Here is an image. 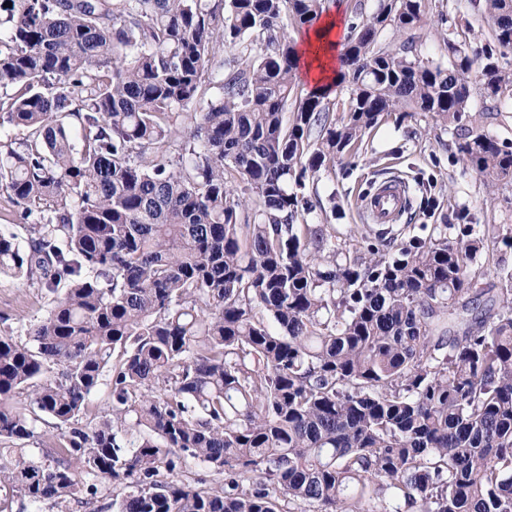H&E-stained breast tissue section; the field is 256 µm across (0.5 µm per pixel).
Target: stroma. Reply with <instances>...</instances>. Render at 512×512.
<instances>
[{
  "label": "stroma",
  "mask_w": 512,
  "mask_h": 512,
  "mask_svg": "<svg viewBox=\"0 0 512 512\" xmlns=\"http://www.w3.org/2000/svg\"><path fill=\"white\" fill-rule=\"evenodd\" d=\"M456 2L468 15L472 30L466 36L470 45L483 43L488 34L484 21V0H428L427 24L420 32L419 50L423 58L444 62L448 52L443 42L445 27L438 24L439 12ZM472 125L489 130L499 140L512 143V105L488 113L480 95L470 102ZM456 129H433L423 117L401 118L385 113L375 130L365 136L363 148L355 158H338L332 170L322 172L307 193L313 208L304 214L307 224H332L338 242L366 230L355 202L379 179L398 175L411 193V204L402 221L406 224H451L460 209H467L473 224L512 226V185L488 192L482 180L456 156ZM53 296L27 280L0 276V336L17 342L28 340L31 324L42 320Z\"/></svg>",
  "instance_id": "obj_1"
}]
</instances>
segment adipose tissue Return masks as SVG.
<instances>
[{
    "mask_svg": "<svg viewBox=\"0 0 512 512\" xmlns=\"http://www.w3.org/2000/svg\"><path fill=\"white\" fill-rule=\"evenodd\" d=\"M343 39L340 20L332 14L325 15L307 33L298 60L303 77L312 83L314 90L327 91L335 84L338 77L335 62Z\"/></svg>",
    "mask_w": 512,
    "mask_h": 512,
    "instance_id": "1",
    "label": "adipose tissue"
}]
</instances>
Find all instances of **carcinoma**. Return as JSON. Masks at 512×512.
<instances>
[{
    "mask_svg": "<svg viewBox=\"0 0 512 512\" xmlns=\"http://www.w3.org/2000/svg\"><path fill=\"white\" fill-rule=\"evenodd\" d=\"M323 9L0 0V126L23 132L0 188L29 221L24 246L0 234V273L56 294L29 343L0 336V491L57 512L103 480L112 512H512V270L495 293L475 270L504 226L338 244L299 223L382 113L461 129L473 89L512 101V0H485L479 46L456 16L446 65L418 53L425 0H358L340 112L301 95L285 35ZM455 150L512 184V144L471 129ZM43 416L62 442L36 457ZM109 383L110 376L108 373H105L103 385H101L97 392L89 397L84 410H82L79 415L81 425L90 428L104 415L108 405Z\"/></svg>",
    "mask_w": 512,
    "mask_h": 512,
    "instance_id": "carcinoma-1",
    "label": "carcinoma"
}]
</instances>
